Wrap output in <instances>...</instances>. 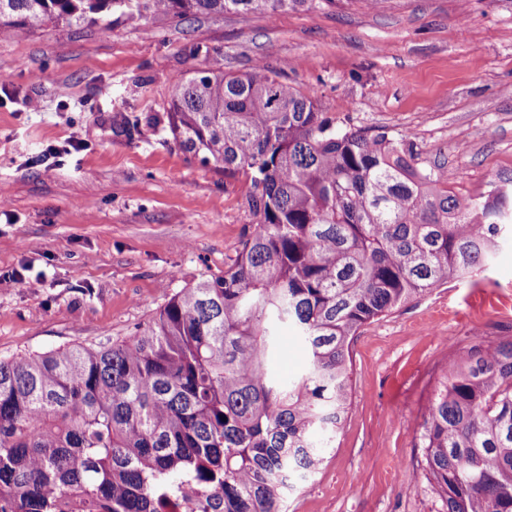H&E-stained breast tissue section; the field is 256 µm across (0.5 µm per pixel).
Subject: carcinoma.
Instances as JSON below:
<instances>
[{"label":"carcinoma","mask_w":512,"mask_h":512,"mask_svg":"<svg viewBox=\"0 0 512 512\" xmlns=\"http://www.w3.org/2000/svg\"><path fill=\"white\" fill-rule=\"evenodd\" d=\"M340 2L0 0V31ZM172 87L173 138L245 176L258 222L223 275L171 294L133 339L0 358V512H288L343 427L352 338L512 248V179L462 198L414 142L336 127L265 62ZM282 326L306 358L291 378L271 370ZM419 440L443 512H512V339L451 361Z\"/></svg>","instance_id":"obj_1"}]
</instances>
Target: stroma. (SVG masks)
<instances>
[{
	"label": "stroma",
	"mask_w": 512,
	"mask_h": 512,
	"mask_svg": "<svg viewBox=\"0 0 512 512\" xmlns=\"http://www.w3.org/2000/svg\"><path fill=\"white\" fill-rule=\"evenodd\" d=\"M267 62L338 127L413 139L464 198L512 177V0H364L0 34V357L125 340L224 272L257 222L244 176L185 153L175 77ZM82 143L70 145L72 134ZM512 338V249L364 326L351 406L288 512H442L418 434L467 331Z\"/></svg>",
	"instance_id": "1"
}]
</instances>
